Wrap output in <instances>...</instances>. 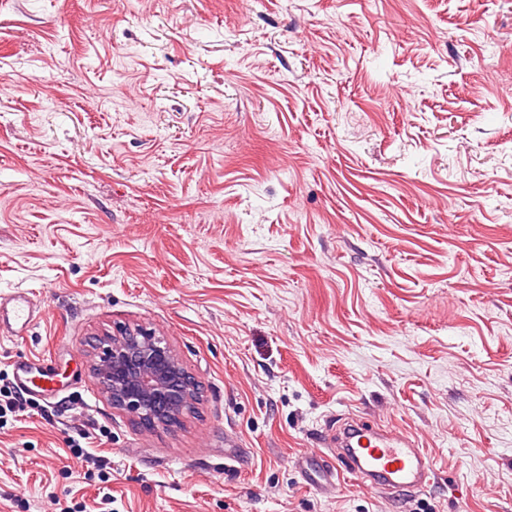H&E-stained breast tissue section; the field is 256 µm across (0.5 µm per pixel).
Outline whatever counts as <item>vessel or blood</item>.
<instances>
[{
	"mask_svg": "<svg viewBox=\"0 0 512 512\" xmlns=\"http://www.w3.org/2000/svg\"><path fill=\"white\" fill-rule=\"evenodd\" d=\"M45 315L28 291L0 294V328L8 335H24L30 325ZM17 387L32 396L43 395L53 384L46 357L35 362H20L14 367ZM327 459L335 470L345 473L381 494L406 493L413 497L431 482L432 465L423 449L402 432L380 433L354 420L337 426L321 438Z\"/></svg>",
	"mask_w": 512,
	"mask_h": 512,
	"instance_id": "vessel-or-blood-1",
	"label": "vessel or blood"
}]
</instances>
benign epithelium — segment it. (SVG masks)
Returning a JSON list of instances; mask_svg holds the SVG:
<instances>
[{"mask_svg":"<svg viewBox=\"0 0 512 512\" xmlns=\"http://www.w3.org/2000/svg\"><path fill=\"white\" fill-rule=\"evenodd\" d=\"M92 373L112 407L147 428H172L201 397L202 384L170 343L143 327L125 328L91 342Z\"/></svg>","mask_w":512,"mask_h":512,"instance_id":"obj_1","label":"benign epithelium"}]
</instances>
